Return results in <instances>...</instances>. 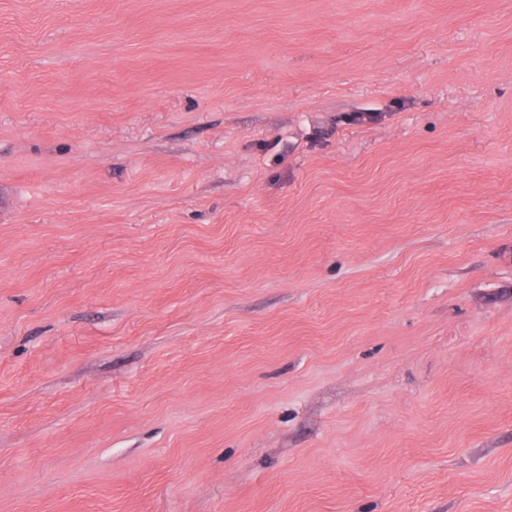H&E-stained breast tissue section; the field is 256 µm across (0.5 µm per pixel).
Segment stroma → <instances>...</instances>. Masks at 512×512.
I'll use <instances>...</instances> for the list:
<instances>
[{"label": "stroma", "instance_id": "obj_1", "mask_svg": "<svg viewBox=\"0 0 512 512\" xmlns=\"http://www.w3.org/2000/svg\"><path fill=\"white\" fill-rule=\"evenodd\" d=\"M0 512H512V0H0Z\"/></svg>", "mask_w": 512, "mask_h": 512}]
</instances>
